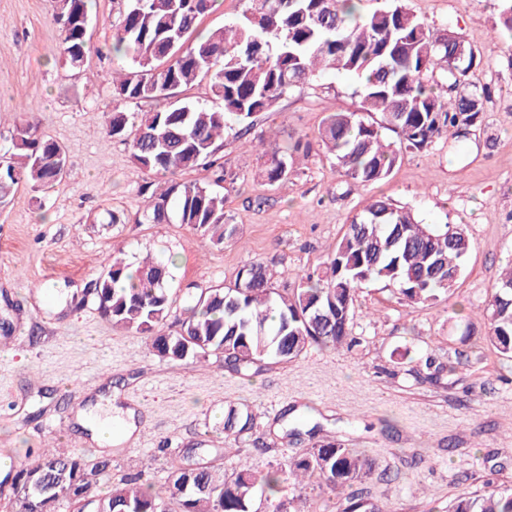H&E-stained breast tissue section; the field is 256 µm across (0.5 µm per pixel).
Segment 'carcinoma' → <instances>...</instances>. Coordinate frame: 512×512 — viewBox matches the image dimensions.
Listing matches in <instances>:
<instances>
[{
	"instance_id": "carcinoma-1",
	"label": "carcinoma",
	"mask_w": 512,
	"mask_h": 512,
	"mask_svg": "<svg viewBox=\"0 0 512 512\" xmlns=\"http://www.w3.org/2000/svg\"><path fill=\"white\" fill-rule=\"evenodd\" d=\"M214 2L129 0L112 30V54L128 59L130 71L112 72L115 106L107 135L127 144L130 161L141 170L171 176L143 210L142 223L181 224L215 248L236 239L238 225L224 211V165L216 158L224 131L248 128L256 115L272 111L317 72L360 80L355 93L361 112H328L319 128L322 149L349 186L384 182L404 153L425 151L443 137L462 140L482 123L488 92L468 81L477 55L454 58L448 38L433 36L402 0L365 15L357 0H248L241 21L190 39ZM86 19L87 0H55L57 56L70 69L87 62ZM204 78L218 106L172 103ZM141 100L155 107L120 109L122 102ZM386 131L397 141L385 142ZM12 142L14 152L0 156L1 206L20 182L50 188L68 166L65 148L40 131L31 110L19 116ZM261 157L259 177L266 185L298 174L292 156L276 146ZM198 165L213 168L210 181L176 178ZM470 250L461 226L421 224L410 209L383 196L351 218L334 251L298 277L296 287L276 290L277 271L252 262L234 284L192 295L174 334L163 331L173 304V260L148 258L131 275L130 265L114 257L95 291L112 326L145 337L158 356L200 364L215 356L238 373L261 361H296L312 345L354 346L358 288L385 281L411 306L435 301L462 278ZM484 311L486 341L512 359V268L501 275ZM255 427L249 407L224 410L225 434L249 436ZM110 465L106 456L90 467L76 454L45 450L13 470L12 508L57 512L66 501L76 512H250L258 489L275 497L287 487L300 492L314 482L336 493V512H386L364 485L374 460L331 440L315 441L304 454L262 475L244 465L226 475L188 456L171 467L167 484L157 490L134 475L99 492L95 476ZM448 512H512V488L462 493Z\"/></svg>"
}]
</instances>
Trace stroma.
<instances>
[{
  "label": "stroma",
  "instance_id": "stroma-1",
  "mask_svg": "<svg viewBox=\"0 0 512 512\" xmlns=\"http://www.w3.org/2000/svg\"><path fill=\"white\" fill-rule=\"evenodd\" d=\"M404 3L434 35L455 33L475 50L470 79L491 89L481 128L405 153L387 181L342 196L340 174L315 140L325 113L358 110V80L319 76L257 116L245 138L225 132L224 210L239 239L214 248L185 226L139 223L162 179L106 134L113 98L104 76L129 66L111 51L124 0H90L91 52L76 74L54 58V0H0V155L32 107L69 154L53 190L22 184L0 207V452L13 466L47 447L89 464L107 455L111 468L97 477L104 492L137 473L162 487L172 461L193 448L219 449L224 471L243 461L264 472L311 445L309 436H285L286 413L319 425V438L366 452L376 463L368 485L388 512H448L461 488L512 486V361L487 343L483 315L512 265V43L501 32L502 0ZM303 135L314 146L295 153L299 175L263 185L244 141L286 148ZM380 195L423 223L461 225L473 248L464 276L435 302L410 306L392 284L362 285L351 348L313 345L298 361L239 374L216 357L203 367L160 357L91 304L112 254L173 259L171 332L191 288L231 284L249 263L274 266L276 288L293 287ZM112 211L120 223L104 222ZM111 393L113 414L131 416L133 427L105 449L84 421ZM237 403L258 416L252 436L224 433V409Z\"/></svg>",
  "mask_w": 512,
  "mask_h": 512
}]
</instances>
